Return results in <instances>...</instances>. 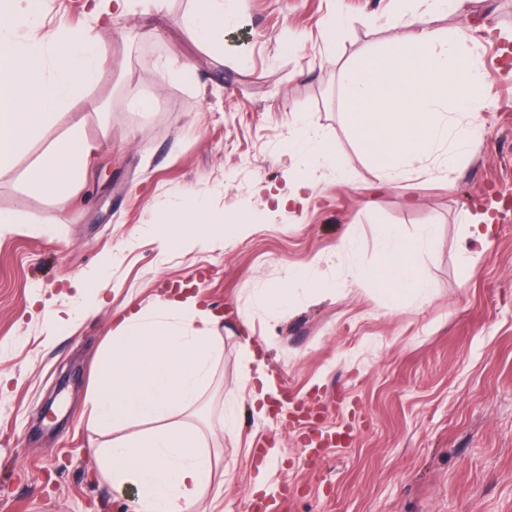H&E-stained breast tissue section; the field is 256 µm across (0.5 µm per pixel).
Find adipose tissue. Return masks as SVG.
Returning <instances> with one entry per match:
<instances>
[{
	"instance_id": "adipose-tissue-1",
	"label": "adipose tissue",
	"mask_w": 512,
	"mask_h": 512,
	"mask_svg": "<svg viewBox=\"0 0 512 512\" xmlns=\"http://www.w3.org/2000/svg\"><path fill=\"white\" fill-rule=\"evenodd\" d=\"M133 2L87 0L92 26L22 38L18 27L37 25L41 0H0V177L28 157L26 193L63 199L82 185L99 141L79 125L54 138L49 132L72 100L107 80L94 27L130 12ZM225 2L192 0L180 20L214 55L224 52ZM472 2L430 0L419 12L399 10V24L414 29L411 38L343 68V110L385 178L423 163L440 146L444 166L453 168L470 140L468 116L490 105V82L476 69L475 45L478 36L493 34V26L467 27L445 40L432 26L440 11L469 16ZM175 210L177 220L156 226L164 248L234 231L200 209L197 198L182 200ZM419 248V242L388 233L376 266L356 267L353 278L372 276L395 301L427 288L429 279L415 262ZM215 324L194 298L174 295L132 310L112 335L90 401L91 428L102 433L134 422L150 428L98 445L93 457L113 488H135V512H190L209 489L213 463L206 435L176 414L197 403L224 355Z\"/></svg>"
}]
</instances>
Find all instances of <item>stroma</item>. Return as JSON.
<instances>
[{
    "label": "stroma",
    "instance_id": "stroma-1",
    "mask_svg": "<svg viewBox=\"0 0 512 512\" xmlns=\"http://www.w3.org/2000/svg\"><path fill=\"white\" fill-rule=\"evenodd\" d=\"M85 3L42 0L41 31L88 25ZM190 6L167 0L157 30L137 0L99 30L111 78L56 126L104 141L72 197L25 194L24 160L0 181V209L25 215L0 228V504L133 512L134 489L94 465L93 445L113 438L89 429L96 370L130 307L186 288L224 317V356L187 420L237 422L208 437L213 483L194 512H246L251 498L278 512H512V0L436 17L443 38L467 21L502 31L476 51L492 102L452 169L391 181L355 141L341 68L411 35L395 23L400 0H235L219 59L180 25ZM163 62L173 76L158 86ZM297 135L327 141L328 163L306 168ZM303 172L313 186L291 199ZM190 194L243 231L162 251L154 226ZM476 214L492 222L484 245L468 236ZM388 230L429 236L416 261L430 286L399 302L350 276L376 265ZM465 248L477 255L468 268ZM280 284L289 307L263 305ZM245 349L261 377L245 379ZM292 389L349 446L312 454L306 428L276 410ZM62 393L65 413L46 417Z\"/></svg>",
    "mask_w": 512,
    "mask_h": 512
}]
</instances>
